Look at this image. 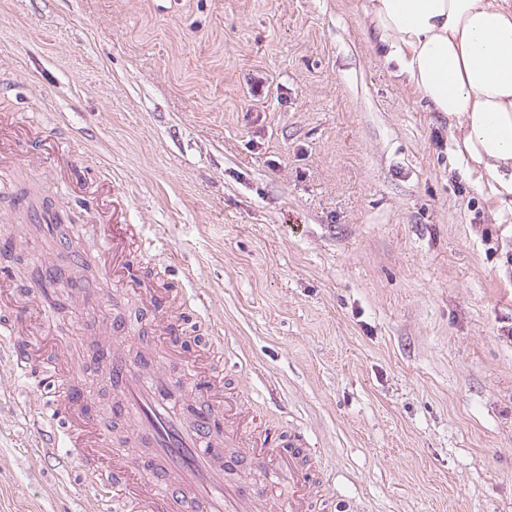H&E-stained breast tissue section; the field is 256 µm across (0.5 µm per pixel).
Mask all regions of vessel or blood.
Here are the masks:
<instances>
[{"label": "vessel or blood", "instance_id": "1", "mask_svg": "<svg viewBox=\"0 0 512 512\" xmlns=\"http://www.w3.org/2000/svg\"><path fill=\"white\" fill-rule=\"evenodd\" d=\"M130 230V225L118 223L98 227L102 249L112 253L113 265L105 270L108 281H119L121 274L133 267L125 255ZM136 294L151 314L143 324L144 330H170V323L158 313H177L179 301L167 299L154 287L138 288ZM86 331L89 351L109 356L111 385L125 403L136 437L148 442L150 454L138 458L115 450L107 465H100L98 458L106 440L90 424L83 400L59 397L52 417L78 445L77 460L82 468L96 472L100 490L112 497L114 512H198L202 507L208 512H258L263 505L269 512H332L333 503L322 490V477L299 467L302 442L260 429L254 416L241 410L223 418V448L238 449L241 459H255L263 467V494L255 496L246 485L225 479L223 448H215L201 427L186 421L172 394L178 386L187 395L205 387L204 408L211 417H222L223 385H205L200 378L210 363L209 355L188 361L182 377L176 378L165 374L161 363L155 362L153 350H143L146 363L136 366L106 344L99 324L88 325ZM9 334V355L16 366L23 368L38 361L48 377L55 376L63 366L65 347L32 343L27 324H17Z\"/></svg>", "mask_w": 512, "mask_h": 512}]
</instances>
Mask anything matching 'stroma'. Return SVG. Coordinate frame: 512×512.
<instances>
[{
    "label": "stroma",
    "mask_w": 512,
    "mask_h": 512,
    "mask_svg": "<svg viewBox=\"0 0 512 512\" xmlns=\"http://www.w3.org/2000/svg\"><path fill=\"white\" fill-rule=\"evenodd\" d=\"M365 0H0V226L36 177L96 222L108 178L132 274L185 301L166 361L223 339L208 375L304 437L335 512H512V224L460 173L364 24ZM0 257L21 318L70 347L67 389L131 432L79 320L140 321L131 285L61 296L22 233ZM39 369L0 359V512H101L66 439L41 445Z\"/></svg>",
    "instance_id": "stroma-1"
}]
</instances>
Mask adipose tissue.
<instances>
[{
	"label": "adipose tissue",
	"instance_id": "ef3b65f1",
	"mask_svg": "<svg viewBox=\"0 0 512 512\" xmlns=\"http://www.w3.org/2000/svg\"><path fill=\"white\" fill-rule=\"evenodd\" d=\"M364 13L418 102L447 116L463 176L512 216V0H367Z\"/></svg>",
	"mask_w": 512,
	"mask_h": 512
}]
</instances>
